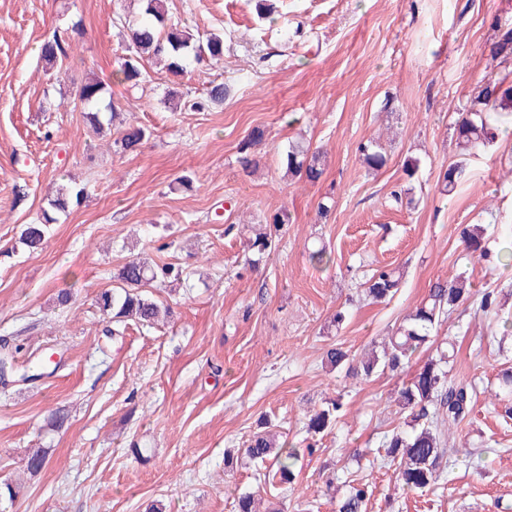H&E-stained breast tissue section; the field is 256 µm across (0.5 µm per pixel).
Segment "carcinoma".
I'll return each mask as SVG.
<instances>
[{"instance_id": "obj_1", "label": "carcinoma", "mask_w": 512, "mask_h": 512, "mask_svg": "<svg viewBox=\"0 0 512 512\" xmlns=\"http://www.w3.org/2000/svg\"><path fill=\"white\" fill-rule=\"evenodd\" d=\"M140 16H123L119 22L128 33V54L122 58L119 73L122 82L137 86L145 81L146 72L141 60L148 56L166 62L169 74L175 78L183 76L191 62L220 61L224 58V35L211 32L200 34L176 22L165 13L162 0H139ZM83 37L81 22H76L62 39L54 36L41 48V56L48 75L54 76L57 64L70 57L73 47ZM490 59L499 66L512 63V25L496 23V33L487 45ZM106 82L100 78L86 81L79 90L78 100L85 106H94L104 99ZM110 118L101 121L99 113L87 112L85 118L93 133L104 135V129L117 128L121 134L118 143L126 153L139 150L146 136L144 128L126 123L118 104L109 101ZM512 114V79L509 75L489 73L474 89L470 106L458 114L453 138L460 160L452 162L440 172L442 191L451 193L467 176L466 156L493 142L498 136L499 122L503 115ZM362 164L372 171H379L387 164V155L374 140L359 145ZM281 164L292 176H303L314 183L323 170L320 167V152L312 151L298 143H292L281 155ZM85 188L77 183L62 184L49 200L52 209L66 212L78 205ZM55 221L48 212H43L42 222L26 224L20 239L31 250L41 248L46 225ZM288 223V214L275 213L266 220L264 227L254 230L249 239V249L262 256L275 247L277 231ZM460 241L465 250L479 257L489 256L484 245L483 230L468 226L460 231ZM183 271L172 264L151 266L139 257L128 260L120 269L117 279L120 286L100 292L96 298L99 311L116 323L133 320L154 324L160 316L159 305L142 293V288L153 282L178 280ZM401 285V276L387 266L374 269L363 283V293L374 302L393 298ZM473 283L462 272L448 280L431 285L427 297L409 315L385 342L382 352L360 361L359 370L365 377L377 372L397 370L409 363L413 355L431 342L433 332L442 318L456 307L464 304L472 295ZM447 350H437L428 358L414 376L399 390L398 405L406 415L409 431L396 433L384 444L385 457L398 467V476L409 489L423 491L437 484L440 464L445 453V428L461 424L470 415L474 406L471 387L455 383L447 366L454 361L455 343L447 342ZM341 404L330 401L329 407L311 414L307 431L316 436L322 434L336 422V413ZM242 455L265 467L263 483L289 484L293 480L297 454L292 448L277 446L269 434L255 432L248 439ZM368 499V485L362 481L350 486L346 496L338 503V512H364Z\"/></svg>"}]
</instances>
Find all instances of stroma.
<instances>
[{
  "mask_svg": "<svg viewBox=\"0 0 512 512\" xmlns=\"http://www.w3.org/2000/svg\"><path fill=\"white\" fill-rule=\"evenodd\" d=\"M169 17L224 36L222 61L190 66L182 89L203 100L226 84L223 106L168 107L170 76L144 61L131 87L113 73L126 54L120 13L137 0H0V340L16 373L0 387V484L18 485L0 512H234L255 491L259 468L224 466L267 422L300 455L295 479L265 494L270 512H336L354 480L368 482L366 512H512V267L472 257L465 225L485 228L490 251L512 227V122L468 162L453 194L438 181L457 158L458 112L487 72L496 22L512 21V0H274L259 17L247 0H163ZM85 36L48 80L40 46L74 22ZM111 78L127 122L141 126L140 151L98 137L78 107V89ZM256 169L239 146L254 128ZM387 139L388 162L366 171L358 146ZM300 141L323 153L314 184L289 177L280 154ZM419 161L414 178L403 163ZM85 186L79 206L49 224L42 250L19 241L57 186ZM406 190L408 203L390 197ZM330 199L320 217L317 206ZM287 212L275 250L254 258L248 225ZM326 248L329 264L310 262ZM142 255L188 272L185 284L151 287L172 311L167 323L127 322L122 334L95 300L115 287L127 258ZM390 266L403 286L388 302L362 293L373 269ZM458 272L477 289L498 290L499 313L470 300L438 329L458 348L453 379L475 387L468 420L451 434L438 484L403 487L377 450L404 431L398 389L426 361L365 378L325 363L334 346L359 358L380 345L426 296ZM71 300L59 306L57 296ZM343 323H334L336 312ZM57 354L34 383L17 372ZM341 400L335 425L307 433V413ZM65 410L62 428L48 418ZM141 448L134 457L132 448ZM44 448L38 474L29 449Z\"/></svg>",
  "mask_w": 512,
  "mask_h": 512,
  "instance_id": "obj_1",
  "label": "stroma"
}]
</instances>
